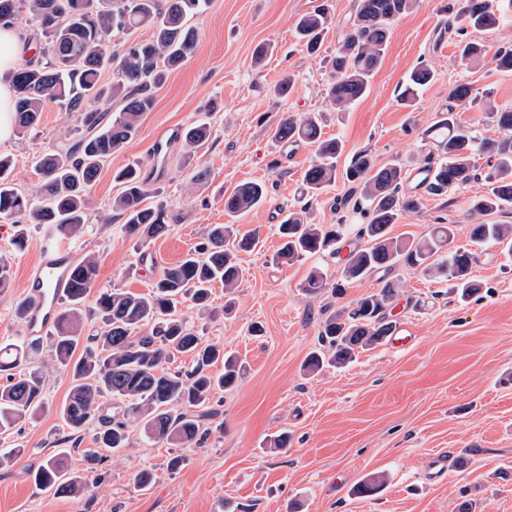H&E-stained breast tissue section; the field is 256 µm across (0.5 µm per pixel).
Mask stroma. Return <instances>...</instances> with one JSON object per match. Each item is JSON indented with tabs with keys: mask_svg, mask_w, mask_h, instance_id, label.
Here are the masks:
<instances>
[{
	"mask_svg": "<svg viewBox=\"0 0 512 512\" xmlns=\"http://www.w3.org/2000/svg\"><path fill=\"white\" fill-rule=\"evenodd\" d=\"M319 2L210 0L194 21L195 52L170 72L138 135L104 164L89 190L85 231L74 240L81 256L97 261V288L146 293L159 268L198 244L205 227L233 221L224 213L225 194L250 180L266 184V201L233 221L259 236L255 251L240 256L242 279L234 295L217 283L212 312L189 302L181 309L202 344L224 347L244 366L235 388L212 393L208 435L186 447L160 446L133 423L126 447L90 469L85 451L94 445L95 428L71 440L60 415L71 375L43 347L35 361L43 367L44 407L0 439L2 453L23 450L19 460L0 465V512H224L228 502L237 512H457L466 500L472 512H512V259L500 246L476 247L472 275L481 290L466 302L449 293L447 282L401 267L352 283L344 298L349 301L378 292L386 280L397 283L388 312L406 341L365 351L346 368L310 373L305 359L340 300L327 291L308 296L300 284L315 265L339 278L345 255L277 264L279 239L267 220L270 211L283 219L305 205L314 224L361 221L347 203L351 186L344 180L304 197L303 173L313 152L305 144L295 154L274 139L283 114L322 113L325 136L340 138L345 155L364 150L376 162L395 159L409 171L432 154L422 132L448 109L456 84H471L477 97L459 106L460 122L499 138L490 108H512V73L488 62L461 65L456 0H421L392 24L367 94L348 111H334L326 97L328 60L353 21L357 0H327L332 23L315 57L299 42L296 23L305 6ZM261 45L270 51L258 66L253 55ZM420 63L431 66L436 79L412 106H403L400 85ZM287 77L294 85L283 97L277 89ZM198 121L212 128L204 146L191 151L178 142L165 161L154 158L156 130ZM79 128L75 114L52 103L37 126L0 147L15 161L17 187L36 194L38 156L75 144ZM129 164L140 168L148 192L168 212V234L148 247L159 259L155 268L139 263L112 209L119 192L112 173ZM490 167L480 156L477 181L421 198L393 225V235L418 238L433 225L450 224L455 244L469 245L470 227L478 221L470 201L486 189ZM48 231V225H32L20 250L12 243V225L0 221V258L11 274L10 288L0 291V342L28 337L17 313L23 274ZM255 323L262 335H251ZM283 433L287 447L275 448ZM443 449L448 462L437 476L432 458ZM59 454L89 491L57 497L35 487L32 472ZM174 456L183 459L176 470L168 467ZM143 469L153 475L146 490L135 482ZM375 475L385 476L384 487L371 496L356 494Z\"/></svg>",
	"mask_w": 512,
	"mask_h": 512,
	"instance_id": "stroma-1",
	"label": "stroma"
}]
</instances>
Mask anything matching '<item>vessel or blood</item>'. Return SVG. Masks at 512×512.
Listing matches in <instances>:
<instances>
[{"instance_id":"b4317fda","label":"vessel or blood","mask_w":512,"mask_h":512,"mask_svg":"<svg viewBox=\"0 0 512 512\" xmlns=\"http://www.w3.org/2000/svg\"><path fill=\"white\" fill-rule=\"evenodd\" d=\"M78 252L58 234L44 240L35 262L25 273L24 292L28 302L26 323L33 336L44 335L60 313V300L76 265Z\"/></svg>"}]
</instances>
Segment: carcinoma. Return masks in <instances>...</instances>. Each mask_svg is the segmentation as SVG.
<instances>
[{
    "mask_svg": "<svg viewBox=\"0 0 512 512\" xmlns=\"http://www.w3.org/2000/svg\"><path fill=\"white\" fill-rule=\"evenodd\" d=\"M420 0H358L349 32L337 43L331 66L333 73L327 98L338 112L348 110L369 90L370 80L387 47L389 28L399 16ZM207 0H0V26L12 27L22 9L30 14L29 33L22 39L35 45L25 66L13 75L16 90L15 124L21 129L38 124L44 104L57 101L68 112L79 113L85 134L70 149L43 154L36 168L42 178L38 197L13 186V159L0 153V219L17 228L15 245L26 240L25 226L52 224L67 238L83 233L90 204L88 189L103 165L121 151L140 128L141 117L153 109L155 93L168 74L177 69L196 49L197 32L191 20L203 12ZM512 14V0H460L456 19L461 34L470 29L496 28ZM330 16L327 8L304 14L297 31L311 54L321 48ZM152 29L147 41L133 34L141 27ZM110 34L122 36L112 43ZM487 55L486 45L469 41L461 51V63L477 64ZM115 65L112 83H101L103 71ZM434 79V71L419 65L402 85L399 101L413 102ZM107 105L112 119L105 121ZM502 140L480 137L462 125L453 107L440 113L424 136L435 142L437 158L424 160L420 168L429 172L427 194L445 195L478 178L475 158L496 157L487 176L488 189L472 201V212L489 216L512 207V110L493 113ZM204 124L189 125L182 131L186 147L197 148L210 138ZM273 137L283 143L304 142L314 148V158L303 179L308 193H317L337 177V159L344 145L339 138H326L321 120L312 113L281 118ZM342 178L358 195L354 209L366 219L356 236L370 243L355 244L346 257L341 279L331 285L320 267L310 270L303 291L317 296L326 288L341 296L353 281L374 272L388 274L404 264L424 274L453 282L454 291L468 299L479 291L472 278L475 255L469 249L450 248L453 225L438 224L419 239L390 235L391 226L402 214L418 206V200L402 192V164L389 161L378 165L366 151L352 155ZM121 192L112 209L124 219L127 236L145 248L166 235L165 210L144 204L146 190L138 167L128 165L113 174ZM261 182L237 185L224 196V213L240 217L266 198ZM278 233L282 243L274 259L288 263L336 254V245L348 234L345 224L308 223L303 214L291 212ZM470 239L477 245L512 242L511 224H474ZM258 245L252 234H241L231 224L208 227L204 242L171 267L165 268L146 294L120 289L99 293L95 305L102 326L97 334L82 335L83 308L96 280L95 262L87 258L73 269L66 290L67 306L60 316L50 347L59 366L71 370L72 386L61 415L67 427L79 432L98 417L97 448L87 450L91 464L102 461V451L126 446L128 421L142 426L145 437L155 444L189 445L206 434L201 419L211 393L236 385L243 367L217 345H203L194 329L179 315L186 301L205 308L215 282L229 292L242 277L238 262L241 252ZM397 285L388 281L379 292L360 297L330 312L319 337L322 349L312 352L306 369L318 371L325 365L343 368L362 351L373 348L393 335L396 324L389 319L387 305ZM84 345L85 354L73 356ZM37 340L0 345V431L7 432L40 408L42 375L27 366L38 351ZM193 357L189 372L171 371L166 365L184 355ZM224 364V372L212 375L209 368ZM111 397L124 404L122 417L106 413L102 399ZM34 483L43 491L59 496L80 495L85 483L63 466L60 457L49 459L33 473Z\"/></svg>",
    "mask_w": 512,
    "mask_h": 512,
    "instance_id": "cac0c4a2",
    "label": "carcinoma"
}]
</instances>
